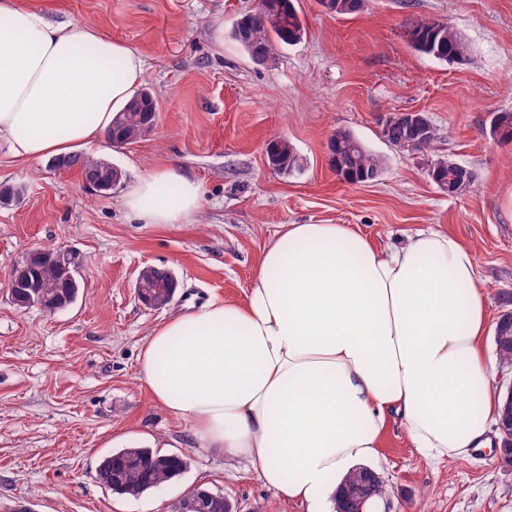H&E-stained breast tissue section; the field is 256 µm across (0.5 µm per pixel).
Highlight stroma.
Returning a JSON list of instances; mask_svg holds the SVG:
<instances>
[{
  "mask_svg": "<svg viewBox=\"0 0 512 512\" xmlns=\"http://www.w3.org/2000/svg\"><path fill=\"white\" fill-rule=\"evenodd\" d=\"M56 22L92 25L138 50L159 101L138 143L75 146L123 173L107 193L74 168L21 163L0 142V512H175L201 486L238 512H303L265 487L255 469L195 447L185 426L143 386L140 354L163 320L212 299L244 301L266 245L285 224H350L379 245L420 229L453 233L474 250L491 321L512 291V144L489 134L492 113L512 112V0H366L355 15L296 0L307 36L254 63L232 39L256 0H21ZM440 21L467 44L451 64L417 52L411 25ZM424 113L436 156L471 168V190L449 196L427 175L425 155L394 149L382 122ZM351 131L382 160L374 181H341L330 164L334 130ZM287 139L302 168L283 176L266 145ZM163 164L202 186L191 224H141L124 206L129 184ZM66 245L86 259L75 304L54 315L16 308L4 279L26 252ZM169 270L178 288L163 308L135 294L140 269ZM491 447L441 463L411 448L389 420L369 462L383 478L388 512H512V466ZM143 445L185 454L179 478L137 497L96 478L100 459Z\"/></svg>",
  "mask_w": 512,
  "mask_h": 512,
  "instance_id": "obj_1",
  "label": "stroma"
}]
</instances>
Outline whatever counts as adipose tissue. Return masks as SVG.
<instances>
[{
    "label": "adipose tissue",
    "instance_id": "1",
    "mask_svg": "<svg viewBox=\"0 0 512 512\" xmlns=\"http://www.w3.org/2000/svg\"><path fill=\"white\" fill-rule=\"evenodd\" d=\"M145 72L139 51L96 27L0 0V141L18 161L95 142ZM124 203L143 224H190L202 190L164 164ZM488 326L457 236L431 229L381 247L349 224H286L243 302L213 300L153 329L140 378L196 447L250 463L306 512H330L390 417L433 461L489 447L501 399L481 346Z\"/></svg>",
    "mask_w": 512,
    "mask_h": 512
}]
</instances>
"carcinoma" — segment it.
Wrapping results in <instances>:
<instances>
[{
    "mask_svg": "<svg viewBox=\"0 0 512 512\" xmlns=\"http://www.w3.org/2000/svg\"><path fill=\"white\" fill-rule=\"evenodd\" d=\"M328 13L345 16L358 13L365 7V0H318ZM306 36V27L294 0H264L261 11L238 20L231 32L236 41L256 63H264L277 55V47L292 45ZM411 42L415 50L448 63H460L466 59L468 48L457 31L446 23L437 28L418 25L411 30ZM158 112V101L148 87L132 99L117 116L107 136L112 143L126 147L141 139L142 114ZM387 142L399 151H406V145L417 139L413 125L396 113L386 119ZM491 138L503 144L512 143V112H495L490 121ZM329 150L331 165L338 175H346L354 183L375 179L380 171V159L370 152L353 133L338 129L330 137ZM268 164L284 176H290L301 169L299 156L285 139L271 141L267 148ZM65 168L75 167L81 178L95 179L102 174L107 177L122 176V172L108 170L100 159L83 157L78 154L58 158ZM433 181L448 187V195L458 196L469 190L462 185L460 177L470 173L469 168L449 160L437 159L432 166ZM38 283L50 285V295L40 302V309L61 308L67 302L76 300L80 287L69 283L67 273L50 264H44L34 272ZM139 276L146 283L145 292L151 297L153 307L162 308L168 304L172 293L170 272L163 268L148 266L140 270ZM495 345L498 358L504 365H512V319L499 322L495 329ZM190 466L186 455L165 454L148 446L121 448L103 457L97 468L99 482L113 494L139 496L156 489L180 476ZM368 467L353 469L343 480L335 499L337 512H359L366 508L362 495L363 481Z\"/></svg>",
    "mask_w": 512,
    "mask_h": 512,
    "instance_id": "carcinoma-1",
    "label": "carcinoma"
}]
</instances>
